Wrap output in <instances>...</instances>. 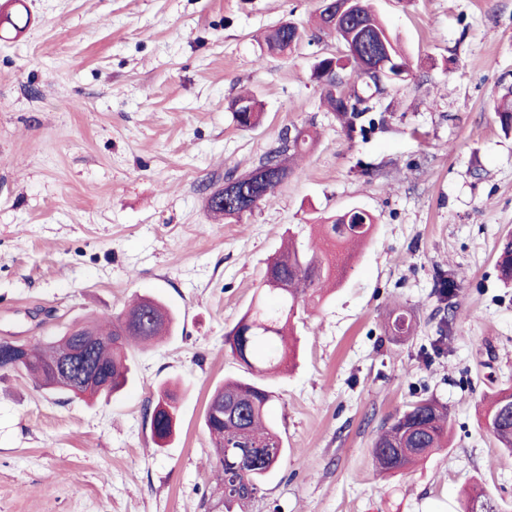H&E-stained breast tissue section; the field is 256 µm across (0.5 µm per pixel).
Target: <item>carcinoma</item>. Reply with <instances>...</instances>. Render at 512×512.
I'll return each mask as SVG.
<instances>
[{
    "mask_svg": "<svg viewBox=\"0 0 512 512\" xmlns=\"http://www.w3.org/2000/svg\"><path fill=\"white\" fill-rule=\"evenodd\" d=\"M358 17L341 15L336 20V36L345 52L326 53L314 65L312 78L321 87L323 102L348 136L361 137L384 126L380 114L382 99L388 92L378 86V77L370 73L372 58L352 60L349 52L362 41L380 42L390 57V72L409 76L408 59L387 24L372 8L370 0H358ZM298 27L281 23L265 37L270 52L297 49L302 36ZM237 124L252 129L261 124L262 112L249 95L232 102ZM505 134L512 133V100L503 99L495 109ZM314 141L305 127L285 129L280 145L267 152L258 166L243 176L232 174L225 182L236 181L237 195L244 193L267 199L282 185L291 172L284 155L294 158L306 152ZM374 217L351 209L328 218L319 225L324 246H304L293 236L268 259L262 288L235 327L224 337V346L252 375L249 380H231L215 388L204 414V426L215 448L214 468L220 488L224 489L225 512H245L273 474L284 452L283 441L267 413L271 392L261 383L263 377L276 373L297 358L298 339L294 338L293 319L298 309L322 299L323 287L337 286L342 277L336 274V252H345L352 241L368 237ZM498 267L502 279L512 282V235L501 244ZM148 317L132 322L127 317ZM174 312L161 301L143 296L121 313L104 321L88 320L83 325L93 331L78 339L63 334L58 339L29 348L21 372L34 379L39 387L49 388L53 365L66 358L81 340L94 346V358L107 373L108 383L89 397L109 396L123 389L131 379L129 349L147 346L172 333ZM108 340L101 341L99 337ZM512 405V388H500L487 400L484 425L504 452L512 455V420L502 417ZM177 407L172 396L161 391L150 416L153 442L160 446L174 434ZM448 406L433 399L421 398L386 421L373 441L371 454L376 468L395 474L412 468L435 451L448 447ZM461 512H506L489 494H468L461 502Z\"/></svg>",
    "mask_w": 512,
    "mask_h": 512,
    "instance_id": "carcinoma-1",
    "label": "carcinoma"
}]
</instances>
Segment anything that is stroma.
Wrapping results in <instances>:
<instances>
[{
  "instance_id": "35a3bbf8",
  "label": "stroma",
  "mask_w": 512,
  "mask_h": 512,
  "mask_svg": "<svg viewBox=\"0 0 512 512\" xmlns=\"http://www.w3.org/2000/svg\"><path fill=\"white\" fill-rule=\"evenodd\" d=\"M319 0H0V340L42 344L134 295L176 315L131 351L134 382L89 399L0 372V512H224L203 419L211 392L246 376L224 335L287 237L319 217L376 218L346 279L298 311L294 368L267 378L285 453L247 512H458L483 486L512 512V456L483 428V397L512 384V135L494 107L512 87V0H374L412 61L386 128L348 137L311 70L341 50ZM294 23L298 49L263 37ZM265 117L239 127L232 99ZM313 145L275 197L241 220L207 207L281 132ZM457 285L450 313L435 293ZM413 335L394 336L391 311ZM175 387L164 447L149 412ZM450 409V443L405 474L372 442L418 398Z\"/></svg>"
}]
</instances>
